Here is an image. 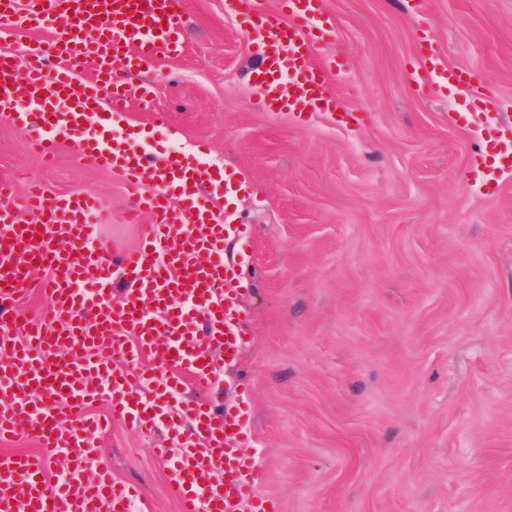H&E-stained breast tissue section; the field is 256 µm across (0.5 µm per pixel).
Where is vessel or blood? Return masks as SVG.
Instances as JSON below:
<instances>
[{
  "mask_svg": "<svg viewBox=\"0 0 512 512\" xmlns=\"http://www.w3.org/2000/svg\"><path fill=\"white\" fill-rule=\"evenodd\" d=\"M181 0H0V26L24 19L44 27L52 13L68 16L67 29L40 41L38 50L0 49V115L21 128L32 150L53 160L71 142L92 166L119 172L134 206L129 222L149 211L139 248L110 264L93 239L89 218L95 196L45 189L15 199L0 183V436L35 437L40 450L0 456V512H129L133 489L97 461L95 440L104 424L91 402L112 393V417L144 433L173 431L172 446L158 449L169 463V485L181 512H272L255 482V463L243 452L249 408L214 413L209 397L219 372L211 344L234 357L243 341L239 290L220 246L226 235L246 233L225 224L211 195L196 187L206 169L169 154L163 166L145 163L140 142L113 132L130 102L150 105L153 87L127 85L135 64L178 56L182 50ZM280 16L254 12L250 35L262 50L255 72L267 111L308 119L333 103L326 66L314 63L319 38L308 27L321 0H280ZM94 65L93 83L80 85L75 70ZM440 77L462 90V109H483L484 151L491 165L512 169V125L499 120L492 100L468 92L465 70ZM185 201L173 206L171 194ZM35 213L26 223L22 214ZM49 269L50 316L19 318L35 265ZM123 278L121 308L112 305L114 274ZM22 320L15 335L6 321ZM196 395L188 397L185 386ZM22 388L23 397L11 396ZM151 391L138 396L139 388ZM69 449L73 478L50 484L47 464Z\"/></svg>",
  "mask_w": 512,
  "mask_h": 512,
  "instance_id": "b4317fda",
  "label": "vessel or blood"
}]
</instances>
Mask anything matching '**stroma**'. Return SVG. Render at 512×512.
<instances>
[{
	"instance_id": "obj_1",
	"label": "stroma",
	"mask_w": 512,
	"mask_h": 512,
	"mask_svg": "<svg viewBox=\"0 0 512 512\" xmlns=\"http://www.w3.org/2000/svg\"><path fill=\"white\" fill-rule=\"evenodd\" d=\"M336 25L316 55L336 109L268 112L249 77L258 49L224 0H183L179 56L127 72L156 89L121 133L153 159L181 149L211 169L246 314L228 391L243 397L257 489L274 512H512V174L474 176L482 121L421 60L472 76L512 114V0H323ZM166 113L169 129L152 127ZM23 194L96 193L95 238L134 249L120 174L69 142L52 164L0 117V181ZM146 436L96 442L133 512H180Z\"/></svg>"
}]
</instances>
